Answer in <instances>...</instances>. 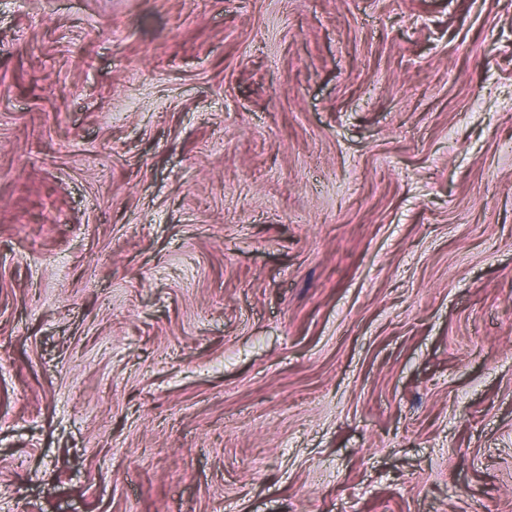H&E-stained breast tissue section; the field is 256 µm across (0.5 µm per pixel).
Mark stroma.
I'll list each match as a JSON object with an SVG mask.
<instances>
[{"label":"stroma","instance_id":"35a3bbf8","mask_svg":"<svg viewBox=\"0 0 512 512\" xmlns=\"http://www.w3.org/2000/svg\"><path fill=\"white\" fill-rule=\"evenodd\" d=\"M512 512V0H0V512Z\"/></svg>","mask_w":512,"mask_h":512}]
</instances>
